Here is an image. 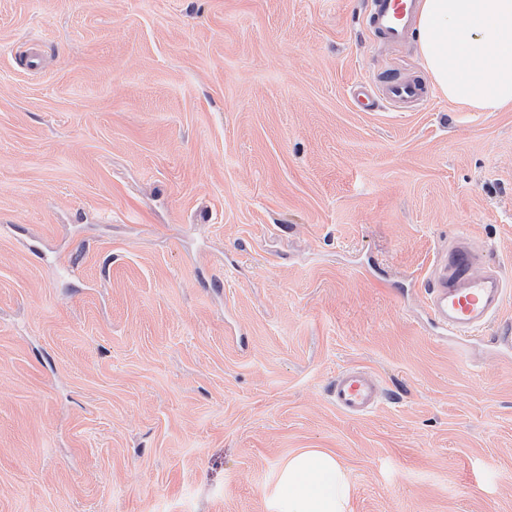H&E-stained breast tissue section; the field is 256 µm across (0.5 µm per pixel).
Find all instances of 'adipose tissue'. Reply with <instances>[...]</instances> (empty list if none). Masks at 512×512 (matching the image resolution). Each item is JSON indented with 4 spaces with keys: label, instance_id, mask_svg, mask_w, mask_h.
Masks as SVG:
<instances>
[{
    "label": "adipose tissue",
    "instance_id": "ef3b65f1",
    "mask_svg": "<svg viewBox=\"0 0 512 512\" xmlns=\"http://www.w3.org/2000/svg\"><path fill=\"white\" fill-rule=\"evenodd\" d=\"M416 37L433 86L474 112L512 106V0H423ZM346 470L309 448L279 469L272 512H349Z\"/></svg>",
    "mask_w": 512,
    "mask_h": 512
}]
</instances>
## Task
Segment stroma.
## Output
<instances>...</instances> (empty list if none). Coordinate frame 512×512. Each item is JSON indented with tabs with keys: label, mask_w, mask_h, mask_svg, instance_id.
<instances>
[{
	"label": "stroma",
	"mask_w": 512,
	"mask_h": 512,
	"mask_svg": "<svg viewBox=\"0 0 512 512\" xmlns=\"http://www.w3.org/2000/svg\"><path fill=\"white\" fill-rule=\"evenodd\" d=\"M367 12L0 0V512H271L303 448L350 512H512V292L464 346L421 288L461 236L512 285V107L356 111L425 74ZM330 399L336 410L362 418L382 404L384 389L378 377L364 367L341 370L330 384Z\"/></svg>",
	"instance_id": "35a3bbf8"
}]
</instances>
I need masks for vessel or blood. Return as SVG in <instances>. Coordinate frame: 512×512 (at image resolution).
Instances as JSON below:
<instances>
[{
    "label": "vessel or blood",
    "instance_id": "1",
    "mask_svg": "<svg viewBox=\"0 0 512 512\" xmlns=\"http://www.w3.org/2000/svg\"><path fill=\"white\" fill-rule=\"evenodd\" d=\"M417 14V0H371L369 21L385 42L396 44L406 38ZM428 98V86L417 76L380 82L373 88L361 84L354 92L355 104L364 112L383 104L395 108ZM507 292L501 273L487 265L464 238L437 254L424 282L431 317L458 341L484 334L500 314ZM383 396L378 377L363 367L341 370L330 384L332 404L352 418L374 412Z\"/></svg>",
    "mask_w": 512,
    "mask_h": 512
}]
</instances>
